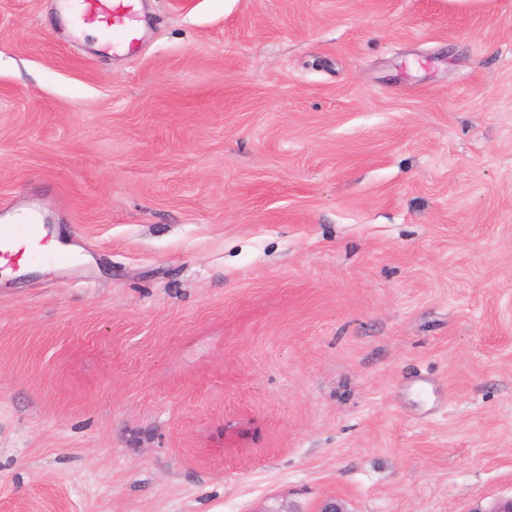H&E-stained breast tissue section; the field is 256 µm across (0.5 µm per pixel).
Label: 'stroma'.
Listing matches in <instances>:
<instances>
[{
	"instance_id": "obj_1",
	"label": "stroma",
	"mask_w": 512,
	"mask_h": 512,
	"mask_svg": "<svg viewBox=\"0 0 512 512\" xmlns=\"http://www.w3.org/2000/svg\"><path fill=\"white\" fill-rule=\"evenodd\" d=\"M0 0V512L512 496V0ZM82 17L97 22L112 39L133 41L138 32L134 5L124 0H78ZM47 241L41 237L38 227L34 224L23 228L19 224L0 225V265L15 266L23 260L36 259L35 252L45 246Z\"/></svg>"
}]
</instances>
